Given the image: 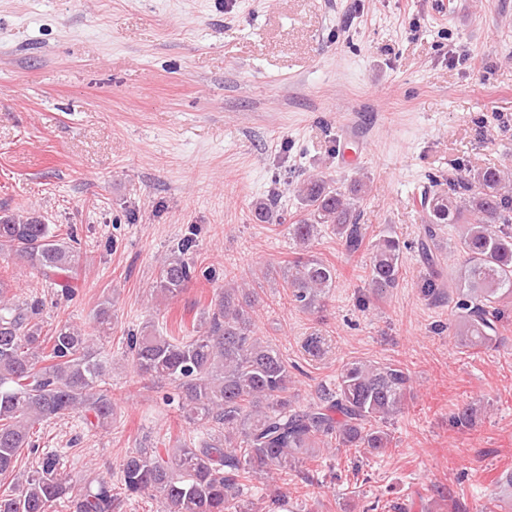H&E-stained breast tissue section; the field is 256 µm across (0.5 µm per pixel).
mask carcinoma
I'll return each instance as SVG.
<instances>
[{"label": "carcinoma", "instance_id": "carcinoma-1", "mask_svg": "<svg viewBox=\"0 0 512 512\" xmlns=\"http://www.w3.org/2000/svg\"><path fill=\"white\" fill-rule=\"evenodd\" d=\"M365 183L344 193L326 180L308 177L297 190L300 210L288 225L295 257L280 268L289 300L318 311L336 288V268L308 252L327 227L350 256L368 255L367 288L380 295L397 285L405 244L382 234L368 238L357 200ZM422 289L436 300L451 288L458 311L456 336L465 348L479 347L497 333L499 303L512 298V174L499 167L448 178V190L426 191L420 200ZM259 224H282L276 199L252 206ZM461 224L453 251L462 258L448 272L439 247L442 228ZM186 238L160 265L155 290L166 299L180 296L197 268ZM0 252L37 277L57 284L78 273V239L58 237L37 217L0 216ZM259 297L253 288L226 287L203 312L196 335L181 339L145 322L130 334L132 368L140 377L176 387L173 401L187 424L208 438L166 450L137 448L120 465L121 486L98 477L73 484L62 477L54 454H45L21 478L17 492L0 497V512H50L59 502L73 512H114L120 498L149 495L160 512H250L242 481L275 479L322 448L337 443L376 454L390 442L376 427L398 416L411 394L408 370L395 363L360 359L346 363L336 382L304 408L295 404V381L279 351L255 336L253 313ZM112 302L99 304L97 325L112 324ZM44 301L22 303L8 296L0 280V476L15 471L20 449L31 448L35 426L72 413L86 425L105 430L112 424V396L104 389L106 363L90 334L68 323L43 334Z\"/></svg>", "mask_w": 512, "mask_h": 512}]
</instances>
